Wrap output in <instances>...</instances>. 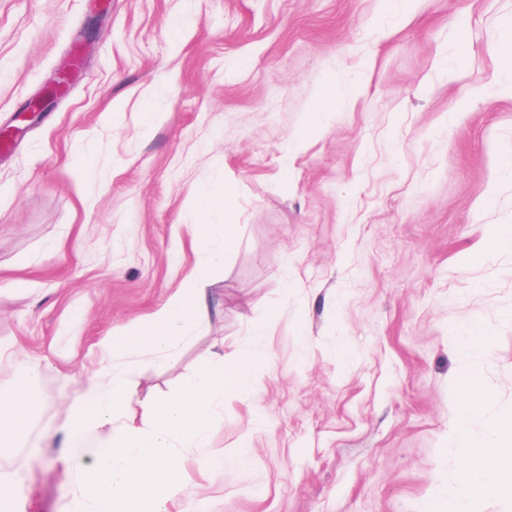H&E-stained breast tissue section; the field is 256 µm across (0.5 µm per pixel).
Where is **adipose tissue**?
<instances>
[{
	"instance_id": "ef3b65f1",
	"label": "adipose tissue",
	"mask_w": 512,
	"mask_h": 512,
	"mask_svg": "<svg viewBox=\"0 0 512 512\" xmlns=\"http://www.w3.org/2000/svg\"><path fill=\"white\" fill-rule=\"evenodd\" d=\"M233 195L227 184L200 187L187 224L193 239L209 246L204 264L139 325L98 342L97 368L66 405L65 479L75 490V512H167V504L186 485L178 460L181 449L207 447L225 396L253 393L257 361L225 365L220 344L175 395L140 398L132 390L140 358L167 363L210 319L215 303L211 274L228 256L220 240L232 238L235 231L228 217ZM217 213L226 216L223 226L210 222ZM4 357L11 360V372L0 383V454L27 439L41 378L39 366L10 357L0 347V359ZM485 392L480 376L459 381L452 436L463 467L448 487V512H473L477 501L486 498L512 501V454L491 445L474 446L466 432V421Z\"/></svg>"
}]
</instances>
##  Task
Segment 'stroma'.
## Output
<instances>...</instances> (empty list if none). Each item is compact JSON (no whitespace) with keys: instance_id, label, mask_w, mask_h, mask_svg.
<instances>
[{"instance_id":"35a3bbf8","label":"stroma","mask_w":512,"mask_h":512,"mask_svg":"<svg viewBox=\"0 0 512 512\" xmlns=\"http://www.w3.org/2000/svg\"><path fill=\"white\" fill-rule=\"evenodd\" d=\"M508 17L512 0H0L1 127L98 23L67 92L0 143V342L42 369L16 512H71L64 403L99 340L199 265L185 217L213 179L237 226L222 305L132 386L175 394L221 341L225 363L261 367L209 447L182 452L168 512H447L468 373L491 390L470 439L512 448L492 428L512 418V247L481 255L512 228ZM331 74L361 82L305 134Z\"/></svg>"}]
</instances>
